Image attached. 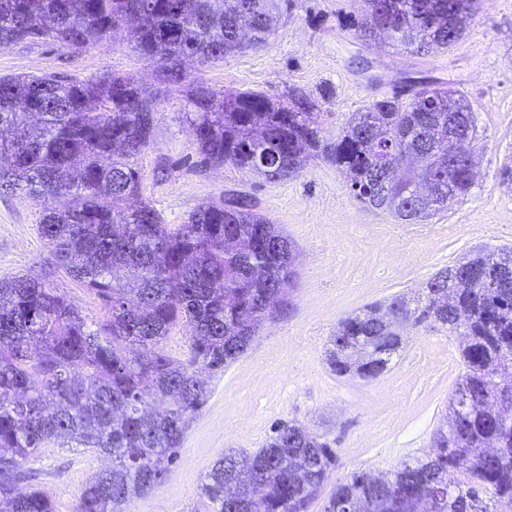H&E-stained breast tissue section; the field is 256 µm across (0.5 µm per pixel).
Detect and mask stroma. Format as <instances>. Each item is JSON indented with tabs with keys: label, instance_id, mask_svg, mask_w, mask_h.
Listing matches in <instances>:
<instances>
[{
	"label": "stroma",
	"instance_id": "stroma-1",
	"mask_svg": "<svg viewBox=\"0 0 512 512\" xmlns=\"http://www.w3.org/2000/svg\"><path fill=\"white\" fill-rule=\"evenodd\" d=\"M355 10V0H295L266 43L214 63L189 62L186 75L217 91L278 97L300 89L318 106L326 144L354 113L406 85L434 81L460 91L474 116L477 176L466 195L418 224L394 221L358 202L345 172L322 153L277 181L229 165L198 166L182 92L162 83L158 65L122 37L77 55L43 42L0 48V76L133 74L153 93L158 117L154 140L135 164L144 198L165 223H185L205 203L244 194L288 237L296 256L289 307L264 322L241 358L206 374L207 402L176 458L127 512H211L201 483L214 462L229 452L262 448L281 421L321 436L336 452L337 465L309 508L321 512L347 474L393 472L429 452L434 432L446 423L464 372L459 337L409 327L388 370L369 381L336 375L326 348L339 321L366 305L399 294L414 297L438 270L477 250L512 248V180L503 174L512 167V0H481L454 46L426 54L394 46L383 34L359 40ZM40 214V205L25 194L0 193V277L46 276L89 325H102V300L55 267L37 231ZM110 465L101 453L52 441L29 463L33 486L54 512H73L88 481Z\"/></svg>",
	"mask_w": 512,
	"mask_h": 512
}]
</instances>
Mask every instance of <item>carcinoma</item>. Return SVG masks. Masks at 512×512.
I'll list each match as a JSON object with an SVG mask.
<instances>
[{"instance_id":"carcinoma-1","label":"carcinoma","mask_w":512,"mask_h":512,"mask_svg":"<svg viewBox=\"0 0 512 512\" xmlns=\"http://www.w3.org/2000/svg\"><path fill=\"white\" fill-rule=\"evenodd\" d=\"M479 0H361L356 35L372 37L385 20L391 38L416 52L448 48ZM291 0H0V48L50 42L81 50L107 37L126 39L158 63L163 81L187 83L185 118L205 131L200 163L231 165L270 180L299 172V158L325 153L348 174L360 202L405 221L415 204L410 182L387 164L408 154L432 175L444 210L475 176L461 163L438 161L448 135H463L469 112L448 111L457 91L412 84L355 113L336 138L320 143L315 105L295 89L273 99L262 92L215 91L186 81L183 57L202 63L242 48V18L252 40L274 33ZM153 100L130 75L77 81L57 75L0 77V192L21 191L43 204L38 231L59 267L94 291L109 320L93 329L56 289L36 277L0 278V512H52L26 490L23 464L54 440L112 458L91 478L74 512H125L161 481L212 373L245 354L260 325L275 316L264 301L286 304L294 286L287 236L245 198L208 203L183 224H166L143 198L134 160L153 140ZM392 315L430 322L462 337L464 407L448 410L447 438L422 458L383 477L353 472L337 484L322 512H498L512 506V252L479 251L440 269L415 306L395 296L341 320L327 362L339 376L363 380L388 369L403 340ZM190 327L187 357L163 350L169 331ZM218 459L202 484L212 512H308L336 463L334 450L301 427L280 422L265 445ZM466 479L461 480L458 474Z\"/></svg>"}]
</instances>
